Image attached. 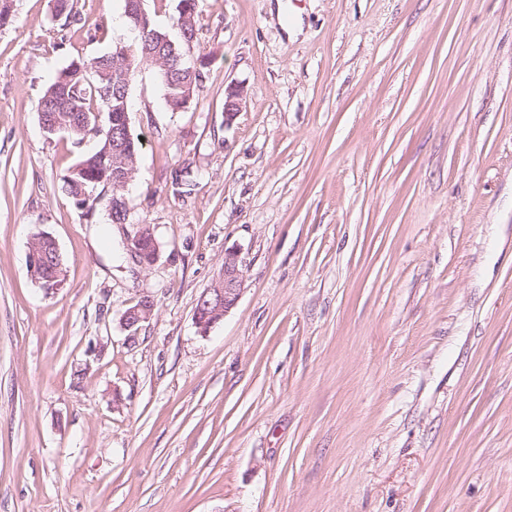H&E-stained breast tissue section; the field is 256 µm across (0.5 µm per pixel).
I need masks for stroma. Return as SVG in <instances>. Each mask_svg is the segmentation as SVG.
Segmentation results:
<instances>
[{"mask_svg": "<svg viewBox=\"0 0 512 512\" xmlns=\"http://www.w3.org/2000/svg\"><path fill=\"white\" fill-rule=\"evenodd\" d=\"M120 5L0 29V512H512V0H199L195 99L131 85L149 267L63 194L79 154L38 115L127 41ZM232 246L244 290L200 335ZM32 238L28 247V261L31 275L36 281L42 283L46 292H53L62 286V283L56 282L57 276L52 273L51 261L48 253L41 249ZM38 241V240H37ZM154 303L149 298L140 300L137 304L127 308L122 315V323L126 329L137 330L141 323L146 322L153 315Z\"/></svg>", "mask_w": 512, "mask_h": 512, "instance_id": "stroma-1", "label": "stroma"}]
</instances>
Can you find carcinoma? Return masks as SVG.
<instances>
[{
	"label": "carcinoma",
	"instance_id": "1",
	"mask_svg": "<svg viewBox=\"0 0 512 512\" xmlns=\"http://www.w3.org/2000/svg\"><path fill=\"white\" fill-rule=\"evenodd\" d=\"M55 16L64 19L62 27L76 21L73 0H55ZM131 38L125 46L134 50V68L148 63L159 74L164 100L172 112L180 108V97L196 94L203 82L204 63L192 68V62L169 57L162 43L165 31L155 23L136 26L125 19ZM135 72L124 69L121 60L110 51L88 61L72 60L47 86L40 98L39 118L50 122L46 134L64 133L79 153L78 161L62 178V191L83 211L95 218L104 213L113 224V198L106 192L112 188V127L123 113L131 112L130 86ZM196 181L185 167L172 180L173 194L181 198L193 194Z\"/></svg>",
	"mask_w": 512,
	"mask_h": 512
}]
</instances>
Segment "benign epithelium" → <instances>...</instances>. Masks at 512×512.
<instances>
[{
    "label": "benign epithelium",
    "mask_w": 512,
    "mask_h": 512,
    "mask_svg": "<svg viewBox=\"0 0 512 512\" xmlns=\"http://www.w3.org/2000/svg\"><path fill=\"white\" fill-rule=\"evenodd\" d=\"M243 98V86L236 84L227 89L224 97L225 122L233 121L241 109ZM112 152L116 157L112 185L116 191L123 190L133 173L125 158L123 139H112ZM125 244L129 253L141 265L151 266L159 257L160 243L151 227L145 224L136 225L135 231L127 235ZM28 261L31 275L42 283L46 291L53 292L61 287V284L56 282L57 276L52 273L48 253L32 241L29 242ZM244 282L239 251L235 248L226 249L220 276L210 288L201 293L195 306L194 323L201 335H208L211 328L236 307L244 290ZM153 311L154 302L144 298L125 310L122 323L126 329L136 330L141 323L150 319Z\"/></svg>",
    "instance_id": "1"
}]
</instances>
